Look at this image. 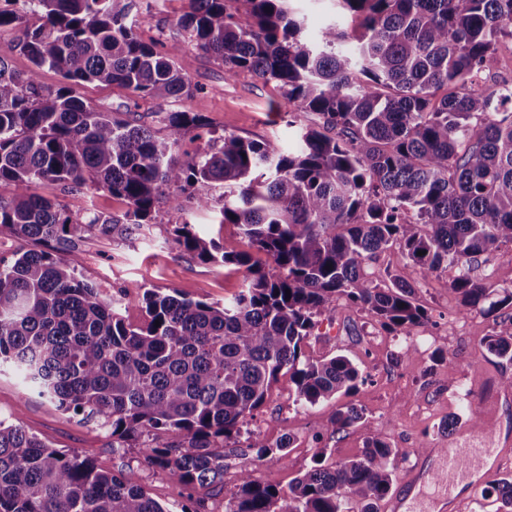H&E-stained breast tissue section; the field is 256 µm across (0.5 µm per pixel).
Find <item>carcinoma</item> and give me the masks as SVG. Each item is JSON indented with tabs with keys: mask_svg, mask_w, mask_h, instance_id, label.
I'll return each mask as SVG.
<instances>
[{
	"mask_svg": "<svg viewBox=\"0 0 512 512\" xmlns=\"http://www.w3.org/2000/svg\"><path fill=\"white\" fill-rule=\"evenodd\" d=\"M185 2L173 35L224 64L226 79L248 72L274 83L296 112L294 150L213 136L184 106L183 66L138 34L133 0H0V29L20 31L33 65L21 74L0 58V185L10 187L0 194V229L25 242L0 257V367L112 442L144 448L188 489L217 496L220 448L281 373L301 405L346 396L362 380L345 355L302 358L328 304L342 298L395 332L429 323L411 285L395 277L382 288L365 272L382 252L399 248L425 278L456 268L450 288L467 310H512V287L492 291L472 270L512 244V81L482 79L499 42L512 38V0H336V16L357 20L358 32L332 23L313 41L290 0ZM45 67L60 86L39 82ZM86 83L120 86L137 108L155 105L153 124L95 108L80 93ZM188 129L204 144L182 157ZM40 185L59 194H38ZM212 186L224 188L222 223L277 273L186 221L175 229L179 248L243 272L244 288L220 305L130 283L121 300L140 302L145 319L126 324L120 300L83 279L81 243L132 237L164 194L177 210L186 193L209 210ZM98 191L126 210L77 217L59 200ZM484 347L512 362V316ZM360 419L348 407L330 428ZM292 444L256 436L248 447L280 462ZM322 456L286 497L244 475L225 512H349L352 502L378 512L398 449L373 435L355 459L324 466ZM496 492L501 512H512V481ZM0 512L167 510L134 470L104 471L0 419Z\"/></svg>",
	"mask_w": 512,
	"mask_h": 512,
	"instance_id": "1",
	"label": "carcinoma"
}]
</instances>
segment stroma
Returning <instances> with one entry per match:
<instances>
[{"mask_svg":"<svg viewBox=\"0 0 512 512\" xmlns=\"http://www.w3.org/2000/svg\"><path fill=\"white\" fill-rule=\"evenodd\" d=\"M146 19L139 28L144 41H162L165 51L185 67L194 87L187 104L200 113L211 131L232 132L245 138L276 140L290 148L294 139L288 126L291 106L285 105L275 85L243 73L225 79L223 65L203 55L170 31L182 0H139ZM85 97L120 118L151 123L150 105L129 108L128 90L95 83L84 87ZM190 222L200 235L248 249L235 225L224 224L215 210L197 209L185 201L182 210L159 201L154 219L133 240L90 237L81 245L83 275L102 297L117 296L119 286L136 281L160 293L178 290L195 301L224 303L244 286L243 275L233 267L205 263L184 254L174 241L177 224ZM375 283L387 285L396 276L412 284L416 298L428 313L427 327L403 334L385 329L365 311L339 299L315 319L304 342L307 358L337 354L351 358L364 380L347 396L300 406L294 402L295 386L280 375L265 403L244 421L235 445L224 449V493L206 500L207 512H224L226 497L238 489L244 473L287 493L292 480L312 465L315 450H323L325 463L356 457L367 439L381 435L398 448L401 463L394 474L392 494L409 497L410 512H432L439 502L431 484H408L410 469L421 454L447 447L478 413L483 434L491 447L512 448V389L502 385L512 374V363L488 354L483 340L494 326L492 317L463 310L451 289L454 270L446 268L422 276L418 266L395 248L381 253L366 267ZM353 406L363 418L334 433L329 422L337 409ZM20 418L24 427L53 447L73 448L106 471H138L148 495L167 512L190 507L188 490L166 472L150 465L138 448H115L106 432L94 424H81L28 390L10 370H0V418ZM268 442L293 440L286 462L258 458L249 451L250 437Z\"/></svg>","mask_w":512,"mask_h":512,"instance_id":"1","label":"stroma"}]
</instances>
